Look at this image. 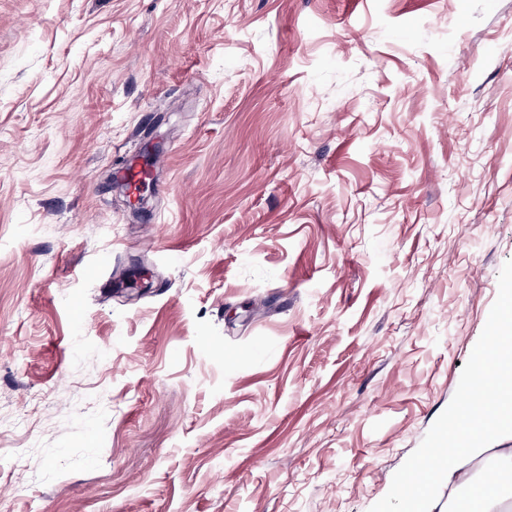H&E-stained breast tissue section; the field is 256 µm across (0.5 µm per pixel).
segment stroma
<instances>
[{"label": "stroma", "instance_id": "obj_1", "mask_svg": "<svg viewBox=\"0 0 512 512\" xmlns=\"http://www.w3.org/2000/svg\"><path fill=\"white\" fill-rule=\"evenodd\" d=\"M510 260L512 0H0L10 512H369Z\"/></svg>", "mask_w": 512, "mask_h": 512}]
</instances>
